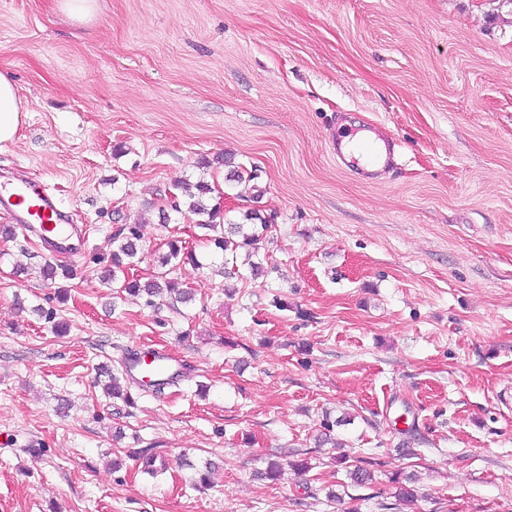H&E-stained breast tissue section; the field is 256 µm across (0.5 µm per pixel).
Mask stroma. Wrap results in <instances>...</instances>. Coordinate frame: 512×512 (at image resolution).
Here are the masks:
<instances>
[{
    "label": "stroma",
    "instance_id": "1",
    "mask_svg": "<svg viewBox=\"0 0 512 512\" xmlns=\"http://www.w3.org/2000/svg\"><path fill=\"white\" fill-rule=\"evenodd\" d=\"M0 71L29 109L0 189L88 234L73 263L0 232V512H512V0H98L87 24L0 0ZM345 129L395 165L337 159ZM179 179L221 222L271 218L265 276L224 277ZM128 224L140 278L195 252L170 273L192 302L101 283ZM135 343L191 371L130 406L98 368Z\"/></svg>",
    "mask_w": 512,
    "mask_h": 512
}]
</instances>
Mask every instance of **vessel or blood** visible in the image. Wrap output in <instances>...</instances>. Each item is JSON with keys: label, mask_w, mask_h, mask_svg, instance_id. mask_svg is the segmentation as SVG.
Instances as JSON below:
<instances>
[{"label": "vessel or blood", "mask_w": 512, "mask_h": 512, "mask_svg": "<svg viewBox=\"0 0 512 512\" xmlns=\"http://www.w3.org/2000/svg\"><path fill=\"white\" fill-rule=\"evenodd\" d=\"M0 213L11 217L16 228L38 237L52 252L78 259L87 240L73 225L67 224L55 196L25 181L0 191ZM138 380L165 376L180 380L187 373L181 360L158 347H133L127 353Z\"/></svg>", "instance_id": "vessel-or-blood-1"}]
</instances>
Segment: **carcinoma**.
Returning <instances> with one entry per match:
<instances>
[{"instance_id":"cac0c4a2","label":"carcinoma","mask_w":512,"mask_h":512,"mask_svg":"<svg viewBox=\"0 0 512 512\" xmlns=\"http://www.w3.org/2000/svg\"><path fill=\"white\" fill-rule=\"evenodd\" d=\"M175 188L181 190L182 196L187 198V211L200 217L199 227L207 230L206 241L213 245L214 249L223 255L224 274L228 277L238 276L245 278L250 274L254 277L265 272L262 263L253 261V257L259 255L261 243L271 228L272 221L262 218L257 211L253 210L246 214L248 224H224L215 222L220 208H209L203 201V196L211 192V187L205 182H198L194 185L184 180H179ZM257 219L259 223L253 224L251 220ZM141 236L136 227L129 225L117 251L112 253L111 267L104 271L103 279L112 283V287L119 288L128 294L145 296L147 302L152 298L168 293L173 300L186 303L192 299L191 292L178 288L171 280L161 276L150 278L146 281L134 277L129 271L134 269L142 260ZM245 250V258L238 261L239 250ZM196 261L195 256L182 250V246L176 241L168 244V252L162 255L160 265H177L183 260ZM103 373L109 378L106 385L107 391L112 395L122 392L123 384L128 382L126 360H121L120 370L112 372L106 367Z\"/></svg>"}]
</instances>
